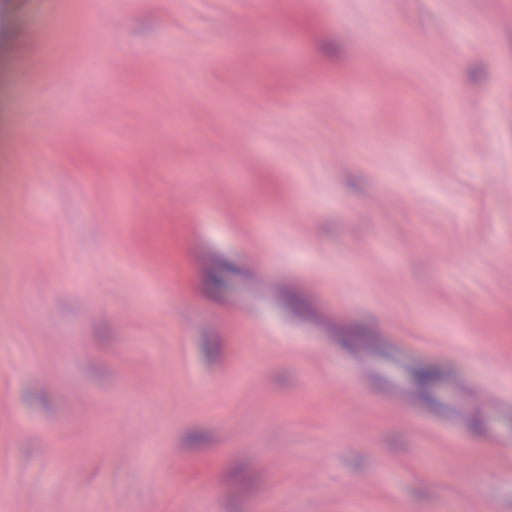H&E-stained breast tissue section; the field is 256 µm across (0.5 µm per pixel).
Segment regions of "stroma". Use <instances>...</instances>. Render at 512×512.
Returning a JSON list of instances; mask_svg holds the SVG:
<instances>
[{"label": "stroma", "mask_w": 512, "mask_h": 512, "mask_svg": "<svg viewBox=\"0 0 512 512\" xmlns=\"http://www.w3.org/2000/svg\"><path fill=\"white\" fill-rule=\"evenodd\" d=\"M0 512H512V0H0Z\"/></svg>", "instance_id": "stroma-1"}]
</instances>
